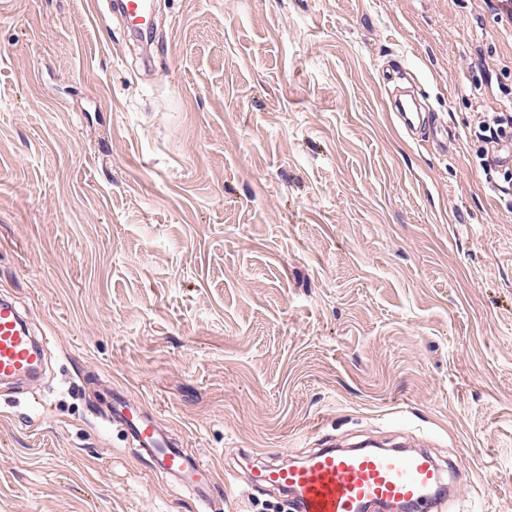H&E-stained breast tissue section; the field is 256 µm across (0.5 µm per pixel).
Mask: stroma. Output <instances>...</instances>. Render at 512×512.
<instances>
[{
    "mask_svg": "<svg viewBox=\"0 0 512 512\" xmlns=\"http://www.w3.org/2000/svg\"><path fill=\"white\" fill-rule=\"evenodd\" d=\"M153 71L103 0H0V293L48 336L0 388V512H200L99 416L114 389L217 474L426 438L512 512V113L478 0H159ZM417 80L451 154L394 124ZM511 129L512 114L500 113V115L495 118L492 126L490 124L484 126L480 133V139L488 143L497 142L509 133L511 136Z\"/></svg>",
    "mask_w": 512,
    "mask_h": 512,
    "instance_id": "35a3bbf8",
    "label": "stroma"
}]
</instances>
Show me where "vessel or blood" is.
Here are the masks:
<instances>
[{"instance_id": "b4317fda", "label": "vessel or blood", "mask_w": 512, "mask_h": 512, "mask_svg": "<svg viewBox=\"0 0 512 512\" xmlns=\"http://www.w3.org/2000/svg\"><path fill=\"white\" fill-rule=\"evenodd\" d=\"M148 0H115L113 7L133 33L148 36L151 27ZM397 127L410 138L447 151L448 132L433 125L420 101L412 95L393 93L388 97ZM44 342L31 329L15 300L0 298V383L37 379L43 367ZM105 415L122 427L127 439L170 483L189 487L202 507H209V491L216 472L194 452L175 442L147 406L131 405L113 398ZM459 470L443 472L425 452L405 454L398 450L360 448L339 451L334 447L316 450L302 461L258 469L252 476L255 487H272L287 492L294 512H369L397 502L412 503L416 512H437V488L457 482Z\"/></svg>"}]
</instances>
